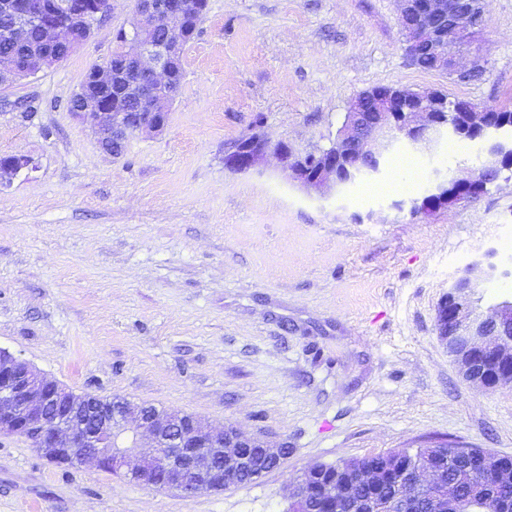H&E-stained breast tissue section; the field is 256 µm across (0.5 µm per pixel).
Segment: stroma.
I'll list each match as a JSON object with an SVG mask.
<instances>
[{"label": "stroma", "mask_w": 512, "mask_h": 512, "mask_svg": "<svg viewBox=\"0 0 512 512\" xmlns=\"http://www.w3.org/2000/svg\"><path fill=\"white\" fill-rule=\"evenodd\" d=\"M134 11L112 0L66 60L0 84V157L32 162L0 179V348L75 393L193 413L290 455L260 483L186 498L0 435V512H289L318 463L441 441L512 456V388L465 382L436 329L473 261L498 268L476 309L512 300V172L423 215L409 200L478 167L483 143L397 142L377 173L321 192L271 155L224 166L254 131L329 148L376 86L512 109V0L485 2L476 80L411 64L398 0H208L165 130L115 158L67 103Z\"/></svg>", "instance_id": "stroma-1"}]
</instances>
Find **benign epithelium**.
<instances>
[{
    "label": "benign epithelium",
    "mask_w": 512,
    "mask_h": 512,
    "mask_svg": "<svg viewBox=\"0 0 512 512\" xmlns=\"http://www.w3.org/2000/svg\"><path fill=\"white\" fill-rule=\"evenodd\" d=\"M407 56L420 48L433 60L435 70L457 72L450 50L470 49L485 26L483 0H399ZM112 0H74L75 16L90 31L109 15ZM200 10V0H136L132 35L125 40L124 69L130 77L113 84L112 66L88 73L79 88L78 116L100 134L99 146L108 149L117 138L136 133H157L168 120L167 105L177 96L176 70L193 36L191 22ZM10 17L9 36L26 43L38 26L52 56L25 54L0 61V84L20 73L32 74L54 66L83 46L86 39L52 19L51 0H0V12ZM481 70L475 55L465 77ZM135 99L140 111L130 117L116 112L113 101ZM437 92L395 90L369 104L355 98L347 119L338 131L332 149L313 156V168L298 165L285 142L271 143L243 137L224 150V165L239 172L253 169L272 152L304 185L319 189L340 184L338 167L353 166L368 156L380 167L393 143L403 141L429 151L454 128L436 117ZM455 112L470 113L486 144V158L477 168L453 179L472 184L477 191L496 177L493 165L508 150L489 134L486 111L473 104L452 100ZM496 268L482 261L470 264L448 288L438 315L447 323L445 344L460 375L483 389L512 385V303L500 304L494 316L475 314L470 295L479 283L490 281ZM20 435L52 461L79 464L88 458L123 476L131 483L173 490L184 497L217 493L238 483L244 464L249 465V483L261 481L273 462L282 466L289 448H272L259 438H247L235 427L214 429L197 416L176 411H158L146 404L123 398L105 407L97 400L76 395L57 381L39 373L26 360L0 349V435ZM476 461L487 472L497 474L503 485L512 483V464L486 448L468 446L444 449L433 461L427 457H397L381 467L362 468L349 476L364 493L357 498H336V486L321 489L336 503V512H414L412 506L426 499L429 512H468L457 496L449 493L445 469L461 472ZM322 466L307 468L293 481L291 510L317 512L310 492Z\"/></svg>",
    "instance_id": "7a95c632"
}]
</instances>
